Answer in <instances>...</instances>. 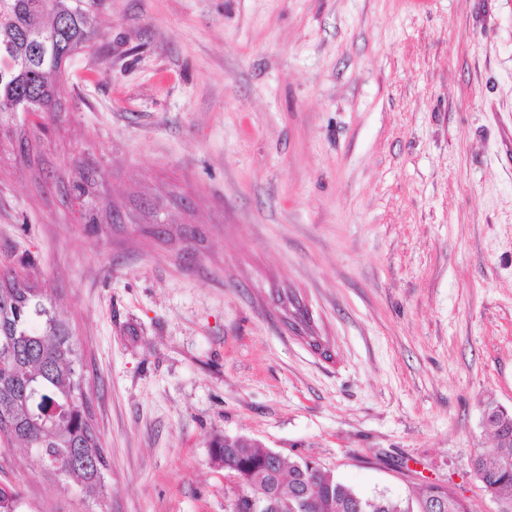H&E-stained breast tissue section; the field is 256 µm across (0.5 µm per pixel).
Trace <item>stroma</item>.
Instances as JSON below:
<instances>
[{"mask_svg":"<svg viewBox=\"0 0 512 512\" xmlns=\"http://www.w3.org/2000/svg\"><path fill=\"white\" fill-rule=\"evenodd\" d=\"M97 25L60 121L0 131V269L73 327L107 494L5 443L0 484L24 512H226L229 434L495 512L471 459L486 402L512 409V0H106ZM76 158L80 198L48 176Z\"/></svg>","mask_w":512,"mask_h":512,"instance_id":"1","label":"stroma"}]
</instances>
